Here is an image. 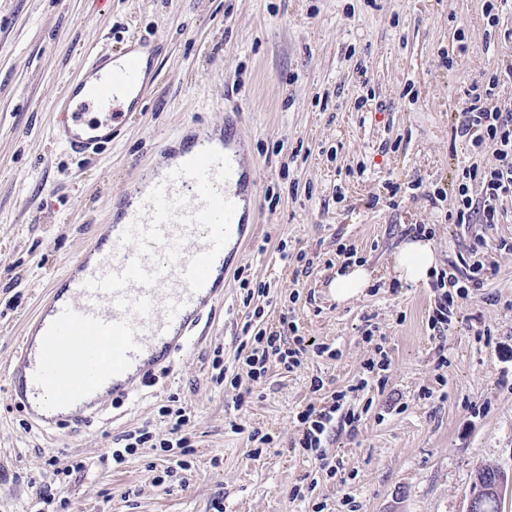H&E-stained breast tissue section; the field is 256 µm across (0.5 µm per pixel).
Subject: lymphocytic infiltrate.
Here are the masks:
<instances>
[{
    "label": "lymphocytic infiltrate",
    "mask_w": 512,
    "mask_h": 512,
    "mask_svg": "<svg viewBox=\"0 0 512 512\" xmlns=\"http://www.w3.org/2000/svg\"><path fill=\"white\" fill-rule=\"evenodd\" d=\"M507 81H512L511 64L490 76L488 81L472 82L466 91L467 105L458 116L453 135L475 148L493 146L496 164L489 169L475 165L462 169L452 188L457 206L447 215L449 223L494 226L500 221L502 201L512 197V109L503 105L496 94L499 84ZM474 182L481 187L476 197L469 193V186ZM486 245L485 237L476 236L467 257L449 261L446 269L433 273L431 286L436 296L429 324L438 335H446L454 323L456 295L483 287L488 270L479 256ZM263 315V309L258 307L248 312L243 326L246 337L238 351L242 366L248 368L256 381L265 376L270 363H278L287 369L298 365L300 356L308 347L305 337L294 335L295 324L288 315L280 316L279 326L275 329L257 327L256 322ZM345 399L346 394L341 391L332 396L328 404L310 405L298 413V443L308 455L324 460V443L336 425L356 422L355 413L344 408ZM160 412L169 417L171 423L169 439L160 444L162 452L171 468L189 469L188 412L181 407L172 409L166 406L161 407Z\"/></svg>",
    "instance_id": "f902f5d3"
}]
</instances>
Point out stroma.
Instances as JSON below:
<instances>
[{
    "mask_svg": "<svg viewBox=\"0 0 512 512\" xmlns=\"http://www.w3.org/2000/svg\"><path fill=\"white\" fill-rule=\"evenodd\" d=\"M141 37L164 45L143 106L101 154L65 152L53 136L65 84L88 54ZM510 54L512 0L495 24L484 0H0V512H35L51 456L86 465L63 512H214L217 499L224 512H465L478 466L512 472V251L494 246L512 241V198L490 230L445 219L461 169L496 163L491 147L451 140L465 91ZM230 115L256 181V231L222 304L172 373L136 381L126 400L101 395L83 421L37 426L13 368L41 308L116 220L129 182L174 162L168 141L223 136ZM417 224L432 228L442 268L475 235L492 243V276L458 297L441 338L430 284L390 272ZM342 244L374 279L339 304L327 284ZM301 251L314 265L297 280L287 257ZM243 278L269 285L253 300L268 322L290 313L312 345L294 369L219 385L214 357L231 363L239 349ZM371 326L389 364L370 373ZM364 377L359 421L327 440L344 465L329 475L296 447V415ZM172 400L192 413L189 470L164 477L148 446L124 467L102 462L141 426L168 438L159 409ZM256 428L270 445L249 440Z\"/></svg>",
    "mask_w": 512,
    "mask_h": 512,
    "instance_id": "35a3bbf8",
    "label": "stroma"
}]
</instances>
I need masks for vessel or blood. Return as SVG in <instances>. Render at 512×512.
<instances>
[{"label": "vessel or blood", "mask_w": 512, "mask_h": 512, "mask_svg": "<svg viewBox=\"0 0 512 512\" xmlns=\"http://www.w3.org/2000/svg\"><path fill=\"white\" fill-rule=\"evenodd\" d=\"M161 52L139 38L87 58L56 105V141L86 156L110 146L145 101ZM254 203L237 156L205 135L147 184L130 183L110 247L78 262L39 320V357L22 359L19 396L34 420H81L103 387L127 398L133 372L183 348L224 286L228 246L245 243Z\"/></svg>", "instance_id": "obj_1"}]
</instances>
